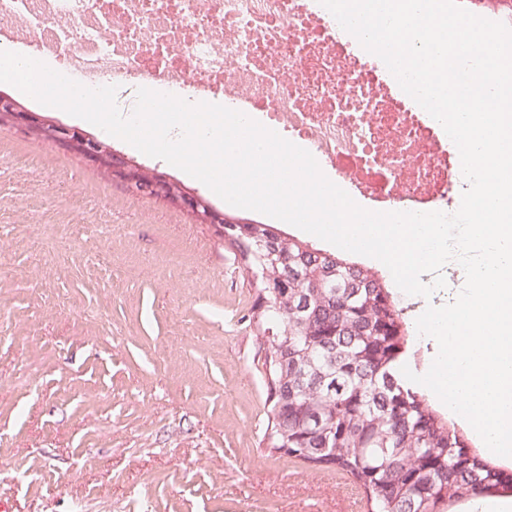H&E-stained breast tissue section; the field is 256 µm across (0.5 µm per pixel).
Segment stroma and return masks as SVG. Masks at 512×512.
Masks as SVG:
<instances>
[{
  "label": "stroma",
  "instance_id": "1",
  "mask_svg": "<svg viewBox=\"0 0 512 512\" xmlns=\"http://www.w3.org/2000/svg\"><path fill=\"white\" fill-rule=\"evenodd\" d=\"M114 150L260 220L110 136ZM410 319L453 300L456 261ZM258 291L188 210L0 120V501L10 512H368L353 478L269 452Z\"/></svg>",
  "mask_w": 512,
  "mask_h": 512
}]
</instances>
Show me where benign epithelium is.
Masks as SVG:
<instances>
[{
    "mask_svg": "<svg viewBox=\"0 0 512 512\" xmlns=\"http://www.w3.org/2000/svg\"><path fill=\"white\" fill-rule=\"evenodd\" d=\"M0 115L31 128L43 142L74 151L95 164H109L112 176L125 182L128 189L141 193L140 186L149 185L150 196L165 199L188 209L200 222L216 226L221 236L227 240L235 239L233 231L245 228L246 221L232 218L216 210L211 203L193 190H186L179 197L165 195L170 179L159 174L154 181L141 178L144 169L132 164L122 155L78 131H71L63 126L37 120L28 110L16 105L8 95L0 96Z\"/></svg>",
    "mask_w": 512,
    "mask_h": 512,
    "instance_id": "obj_1",
    "label": "benign epithelium"
}]
</instances>
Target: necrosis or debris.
I'll return each mask as SVG.
<instances>
[{
    "label": "necrosis or debris",
    "instance_id": "1",
    "mask_svg": "<svg viewBox=\"0 0 512 512\" xmlns=\"http://www.w3.org/2000/svg\"><path fill=\"white\" fill-rule=\"evenodd\" d=\"M318 0H0V38L59 52L88 86L136 82L235 110L302 142L397 211H441L462 182L431 116L338 45Z\"/></svg>",
    "mask_w": 512,
    "mask_h": 512
}]
</instances>
